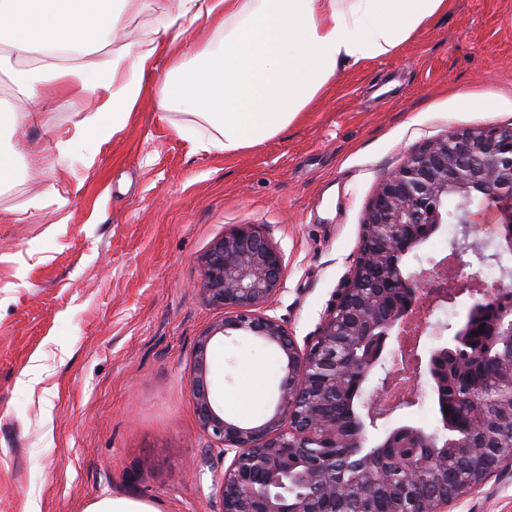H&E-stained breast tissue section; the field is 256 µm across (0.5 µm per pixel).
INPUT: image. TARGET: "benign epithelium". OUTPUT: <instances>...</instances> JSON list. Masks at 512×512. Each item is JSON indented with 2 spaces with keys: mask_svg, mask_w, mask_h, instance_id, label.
I'll return each instance as SVG.
<instances>
[{
  "mask_svg": "<svg viewBox=\"0 0 512 512\" xmlns=\"http://www.w3.org/2000/svg\"><path fill=\"white\" fill-rule=\"evenodd\" d=\"M451 199L466 201L462 213L454 216L448 211ZM474 204L494 214L497 251L512 255L511 125L459 129L430 140L381 176L365 211L350 274L327 307L318 334L303 348L277 318L266 314L268 299L283 288L286 264L281 250L252 224L235 225L211 245L196 288L207 302L227 312L197 337L189 386L202 434L218 444L221 455L232 456L217 482L222 512H334L336 499L388 484L394 467L415 491L414 512H448V505L461 493L448 480V453L469 460L477 470L470 490L501 469L512 468V453L489 464L475 446L482 431L512 433V292L490 293L476 275L448 276V261L461 268L462 257L474 247L469 238L476 219L470 209ZM452 217L461 229L450 242L449 259L403 272V258ZM465 294L471 300L470 310L490 306L497 315L493 356L469 340L466 324L452 330L429 322L436 308ZM412 320L419 337L430 331L441 339L452 330L450 341L460 352V367L479 361L489 376L502 377L497 412L451 426L442 419V440L437 433L405 424L401 433L407 435L410 447L431 448V454L392 458L386 465L368 462L346 481L336 467V449L354 455L362 447L367 426H376L377 420L418 400L411 392L389 411H379L378 403L391 381L387 374L375 394L362 403L366 415L342 433L336 429L340 421L336 390L352 386L360 395L381 361L396 363V349ZM233 334L273 349L281 362L277 402L256 422L224 416L211 397L209 348L216 337ZM447 353L441 345L429 351L427 360L418 355L414 363L416 371L429 374L436 397L443 402L446 382L441 361ZM310 439L323 448L317 456L306 450ZM295 473L304 479L307 495L290 499L271 491Z\"/></svg>",
  "mask_w": 512,
  "mask_h": 512,
  "instance_id": "1",
  "label": "benign epithelium"
}]
</instances>
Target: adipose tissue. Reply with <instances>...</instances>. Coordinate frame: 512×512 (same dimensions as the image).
<instances>
[{"instance_id": "obj_1", "label": "adipose tissue", "mask_w": 512, "mask_h": 512, "mask_svg": "<svg viewBox=\"0 0 512 512\" xmlns=\"http://www.w3.org/2000/svg\"><path fill=\"white\" fill-rule=\"evenodd\" d=\"M142 0H0V42L13 62L10 80L20 109L0 110V133H17L24 118L49 103L86 96L84 136L58 151L84 152L122 129L156 61L168 70L158 91L161 109L200 118L196 150L232 154L286 129L342 67H360L410 41L447 0H170L158 27L136 51L96 58L107 35ZM198 27L222 33L218 47L193 56L176 50ZM58 51L79 62H51Z\"/></svg>"}]
</instances>
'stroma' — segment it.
I'll list each match as a JSON object with an SVG mask.
<instances>
[{"label": "stroma", "mask_w": 512, "mask_h": 512, "mask_svg": "<svg viewBox=\"0 0 512 512\" xmlns=\"http://www.w3.org/2000/svg\"><path fill=\"white\" fill-rule=\"evenodd\" d=\"M166 4L143 0L117 45L142 41ZM157 101L148 86L91 165L56 149L81 112L49 105L0 186V512H86L112 496L221 512L225 462L189 389L195 341L224 316L196 287L204 255L234 225L258 227L286 258L267 312L305 345L350 272L380 176L427 140L512 124V0H448L390 55L337 72L287 129L230 155L195 150L177 130L199 118ZM276 358L242 336L212 345L226 416L270 411ZM407 381L418 404L378 420L369 442L433 426L430 376ZM450 512H512V471Z\"/></svg>", "instance_id": "obj_1"}]
</instances>
